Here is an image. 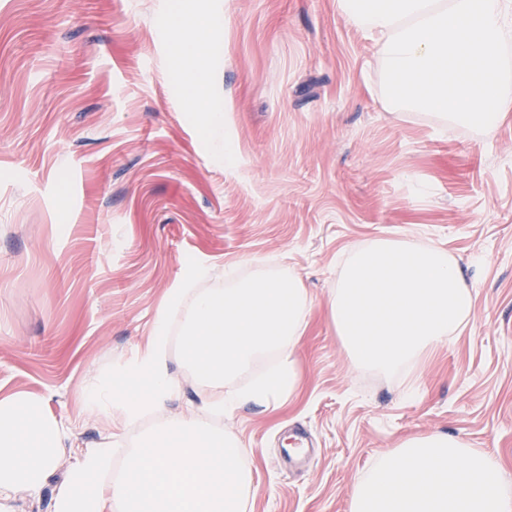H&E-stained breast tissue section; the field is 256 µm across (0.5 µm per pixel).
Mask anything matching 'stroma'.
<instances>
[{"mask_svg": "<svg viewBox=\"0 0 512 512\" xmlns=\"http://www.w3.org/2000/svg\"><path fill=\"white\" fill-rule=\"evenodd\" d=\"M173 0H0V396L43 398L80 447L101 441L79 394L132 364L179 288L298 274L312 300L299 384L214 415L184 401L112 421V471L185 402L255 475L245 512H349L358 481L407 438L445 432L512 479V116L447 135L385 102L378 47L336 0H181L201 68L176 67ZM224 112L219 161L201 111ZM433 242L464 272L460 336L387 378L347 354L330 295L353 251ZM315 458L281 460L295 428Z\"/></svg>", "mask_w": 512, "mask_h": 512, "instance_id": "35a3bbf8", "label": "stroma"}]
</instances>
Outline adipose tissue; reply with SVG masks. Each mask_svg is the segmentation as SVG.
I'll return each instance as SVG.
<instances>
[{
    "instance_id": "obj_1",
    "label": "adipose tissue",
    "mask_w": 512,
    "mask_h": 512,
    "mask_svg": "<svg viewBox=\"0 0 512 512\" xmlns=\"http://www.w3.org/2000/svg\"><path fill=\"white\" fill-rule=\"evenodd\" d=\"M166 316L141 348L135 366L94 378L81 399L103 436L76 448L72 435L47 416L40 398L0 397V512L18 497L38 498L51 470L75 450L52 512H243L254 486L245 448L188 410L166 419L135 448L112 477V416L133 421L163 410L183 385L169 365ZM147 394H139L141 381ZM351 512H512V485L488 453L442 432L404 441L381 458L354 491Z\"/></svg>"
}]
</instances>
